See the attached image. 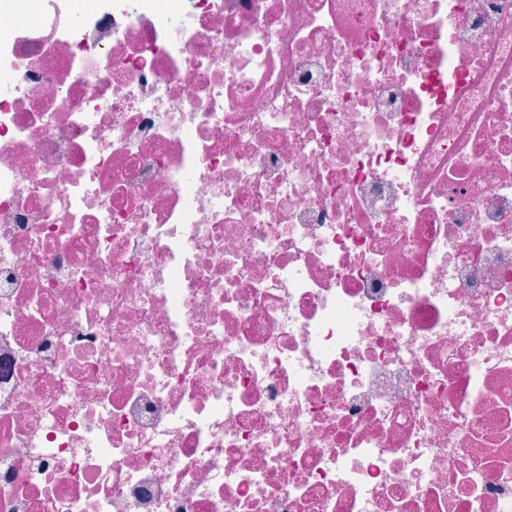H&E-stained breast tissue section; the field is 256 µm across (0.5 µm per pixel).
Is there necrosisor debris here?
I'll list each match as a JSON object with an SVG mask.
<instances>
[{
	"label": "necrosis or debris",
	"mask_w": 512,
	"mask_h": 512,
	"mask_svg": "<svg viewBox=\"0 0 512 512\" xmlns=\"http://www.w3.org/2000/svg\"><path fill=\"white\" fill-rule=\"evenodd\" d=\"M0 0V512H512V0Z\"/></svg>",
	"instance_id": "1"
}]
</instances>
